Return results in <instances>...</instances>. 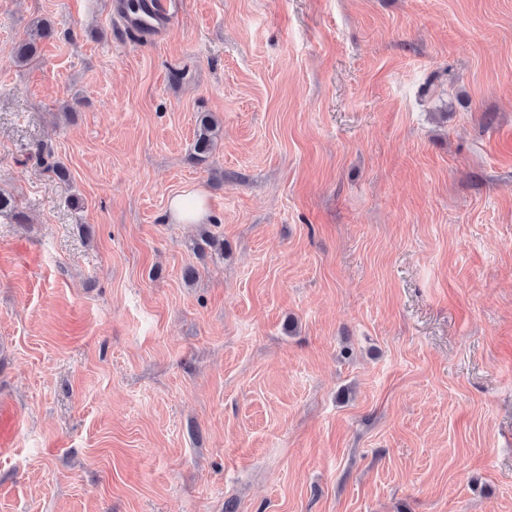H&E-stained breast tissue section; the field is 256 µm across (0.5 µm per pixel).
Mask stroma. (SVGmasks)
Masks as SVG:
<instances>
[{
	"instance_id": "stroma-1",
	"label": "stroma",
	"mask_w": 512,
	"mask_h": 512,
	"mask_svg": "<svg viewBox=\"0 0 512 512\" xmlns=\"http://www.w3.org/2000/svg\"><path fill=\"white\" fill-rule=\"evenodd\" d=\"M0 190V512H512V0H0ZM127 0H117L126 24L140 31L145 36H153L161 25H166L171 19V0H143L141 9L129 12L125 8ZM51 27L42 21H37L26 38L21 39L12 47V53L19 65H25L38 53V41L51 35ZM218 132V124L213 116L208 112L202 114L194 143V151L197 156H205L213 150ZM166 220L177 224H205L208 209L203 196L193 190L175 194L169 200Z\"/></svg>"
}]
</instances>
